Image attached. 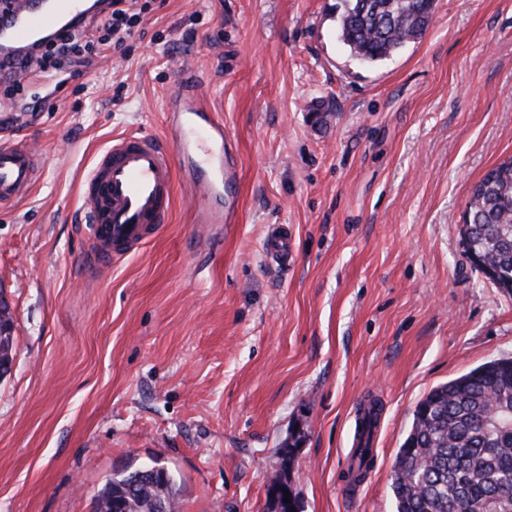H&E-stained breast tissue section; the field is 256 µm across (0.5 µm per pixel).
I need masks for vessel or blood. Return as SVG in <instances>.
Listing matches in <instances>:
<instances>
[{
  "mask_svg": "<svg viewBox=\"0 0 512 512\" xmlns=\"http://www.w3.org/2000/svg\"><path fill=\"white\" fill-rule=\"evenodd\" d=\"M91 7V0H19L10 21L0 27V53L24 55L41 38L85 20ZM165 112V143L146 135L118 137L82 183L93 264L126 256L166 223L179 175L201 203L197 223L238 221L237 147L224 131L222 116L201 102L195 80L186 74L176 79ZM36 163V152L24 144L0 145V205L30 195ZM264 249L269 259L287 262L292 256L287 230L274 228Z\"/></svg>",
  "mask_w": 512,
  "mask_h": 512,
  "instance_id": "vessel-or-blood-1",
  "label": "vessel or blood"
}]
</instances>
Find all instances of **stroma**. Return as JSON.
Instances as JSON below:
<instances>
[{
    "instance_id": "1",
    "label": "stroma",
    "mask_w": 512,
    "mask_h": 512,
    "mask_svg": "<svg viewBox=\"0 0 512 512\" xmlns=\"http://www.w3.org/2000/svg\"><path fill=\"white\" fill-rule=\"evenodd\" d=\"M338 0H163L129 57L108 52L6 137L40 154L29 198L0 206V512H91L117 468L158 459L180 512H268L296 441L303 512H394L391 469L434 387L512 356V294L460 239L473 186L512 158V0H436L424 36L366 66ZM189 62L238 146L239 221L166 224L96 267L79 188L113 138L165 140ZM287 226L293 257L263 242ZM369 470L352 482L360 407ZM0 310H1V321H0V332L1 335H10L2 337L0 335V363L1 359H7L9 355H12V323L9 321V305L5 298L0 295Z\"/></svg>"
}]
</instances>
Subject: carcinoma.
<instances>
[{"label":"carcinoma","instance_id":"1","mask_svg":"<svg viewBox=\"0 0 512 512\" xmlns=\"http://www.w3.org/2000/svg\"><path fill=\"white\" fill-rule=\"evenodd\" d=\"M435 0H341L339 37L368 64L383 61L427 30ZM464 252L512 270V160L491 169L467 204ZM363 409L362 435L378 421ZM295 448L282 449L268 512H301L289 481ZM158 460L115 471L92 512H179L176 478ZM395 512H512V357L487 362L433 388L415 407L391 473ZM290 502H284V494Z\"/></svg>","mask_w":512,"mask_h":512}]
</instances>
